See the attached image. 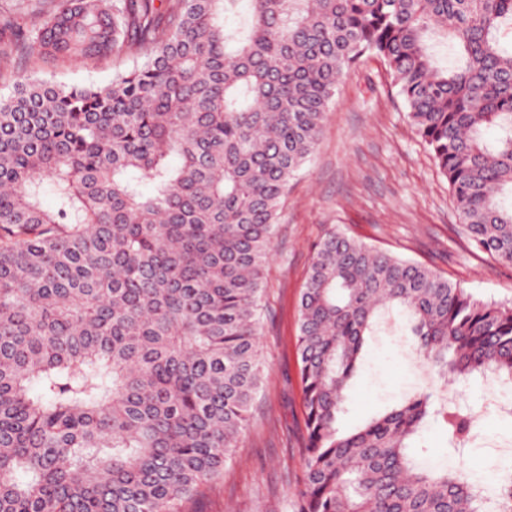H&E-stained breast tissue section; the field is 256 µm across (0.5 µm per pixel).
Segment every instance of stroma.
<instances>
[{
  "mask_svg": "<svg viewBox=\"0 0 512 512\" xmlns=\"http://www.w3.org/2000/svg\"><path fill=\"white\" fill-rule=\"evenodd\" d=\"M112 69L109 60L22 59L0 71V84L33 70L69 82L105 83ZM334 229L424 263L479 298L512 302V265L468 252L448 181L410 123L383 61L361 58L341 79L318 144L288 187L265 293L266 370L249 424L232 460L184 503L183 512H286L303 476L306 437L296 353L299 298L316 242ZM428 381L414 358L407 316L392 312L367 339L342 429H357ZM448 397L462 408L483 410L478 434L456 450L439 424L428 423L416 442L419 456L474 468L512 450V417L489 406L484 381L449 389Z\"/></svg>",
  "mask_w": 512,
  "mask_h": 512,
  "instance_id": "35a3bbf8",
  "label": "stroma"
}]
</instances>
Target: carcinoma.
Segmentation results:
<instances>
[{
	"instance_id": "obj_1",
	"label": "carcinoma",
	"mask_w": 512,
	"mask_h": 512,
	"mask_svg": "<svg viewBox=\"0 0 512 512\" xmlns=\"http://www.w3.org/2000/svg\"><path fill=\"white\" fill-rule=\"evenodd\" d=\"M508 36L512 0L0 10L1 66L134 59L106 84L34 75L0 92V512H181L224 468L265 368L288 182L364 56L383 60L464 236L512 264ZM437 40L457 48L454 67L437 65ZM299 308L306 439L290 512H484L465 469L410 453L431 418L454 444L470 438L474 417L448 397L418 390L354 433L338 419L366 337L395 308L444 386L512 383V305L332 230Z\"/></svg>"
}]
</instances>
